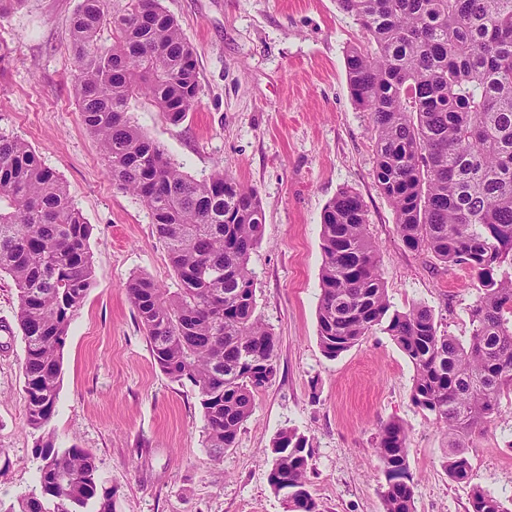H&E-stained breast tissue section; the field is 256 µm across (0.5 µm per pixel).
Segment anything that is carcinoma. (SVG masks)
I'll return each instance as SVG.
<instances>
[{"label":"carcinoma","mask_w":512,"mask_h":512,"mask_svg":"<svg viewBox=\"0 0 512 512\" xmlns=\"http://www.w3.org/2000/svg\"><path fill=\"white\" fill-rule=\"evenodd\" d=\"M336 2L367 35L346 53L347 80L371 115L374 181L393 206L399 240L467 268L479 295L465 344L440 330L430 308H393L366 205L345 189L321 216L319 345L335 359L387 333L413 364L412 401L446 428L444 468L470 486V512H512L470 485V440L512 392V0ZM106 25L109 47L98 44ZM71 52L82 122L112 183L147 204L179 281L172 293L135 277L129 299L155 364L197 390L205 445L220 462L277 371L276 339L257 313L249 267L262 234L258 191L221 169L192 177L129 115L131 102L146 97L179 124L196 104L193 48L160 0H79ZM88 237L62 178L24 140L0 134V274L17 290L27 426L43 432L40 491L6 512H115L93 454L77 445L60 451L46 433L71 321L94 281ZM375 452L384 512H413L406 428L383 425ZM270 453L269 484L288 512H320L308 488L309 438L282 429Z\"/></svg>","instance_id":"1"}]
</instances>
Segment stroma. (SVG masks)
<instances>
[{
    "mask_svg": "<svg viewBox=\"0 0 512 512\" xmlns=\"http://www.w3.org/2000/svg\"><path fill=\"white\" fill-rule=\"evenodd\" d=\"M195 50L199 93L183 122L149 101L135 123L195 178L225 169L255 187L265 224L250 256L257 313L277 338V372L222 461L205 446L197 391L155 365L126 285L177 279L147 205L112 184L76 103L70 21L78 0H25L0 18L12 53L0 71V133L31 145L63 179L90 227L95 279L62 352L57 449L79 446L116 491V512H285L268 482L271 441L294 428L311 443L309 490L321 512H383L381 427L409 430L419 481L414 512H469L478 486L512 503V395L472 439L470 485L444 467L448 437L411 399L414 369L377 331L337 358L317 337L321 215L344 188L357 191L380 249L392 305L433 309L443 330L468 340L477 282L460 267L405 250L395 214L374 179L368 113L353 101L345 52L363 44L360 24L336 0H161ZM17 296L0 276V507L38 491V436L23 400L24 341Z\"/></svg>",
    "mask_w": 512,
    "mask_h": 512,
    "instance_id": "35a3bbf8",
    "label": "stroma"
}]
</instances>
